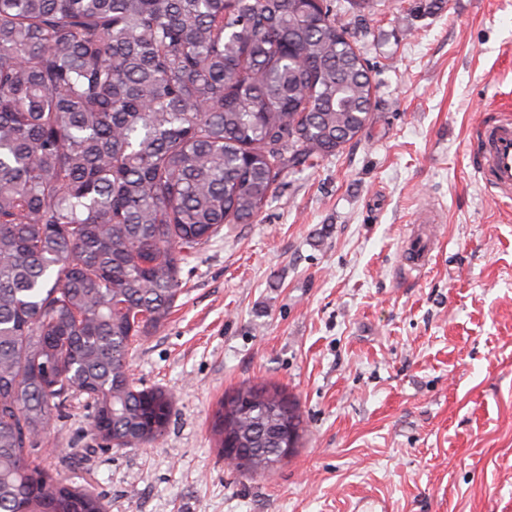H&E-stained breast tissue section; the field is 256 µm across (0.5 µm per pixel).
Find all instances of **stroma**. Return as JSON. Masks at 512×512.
Instances as JSON below:
<instances>
[{"label": "stroma", "instance_id": "obj_1", "mask_svg": "<svg viewBox=\"0 0 512 512\" xmlns=\"http://www.w3.org/2000/svg\"><path fill=\"white\" fill-rule=\"evenodd\" d=\"M341 21L374 80L369 120L186 257L130 358L174 397L166 434L103 447L81 401L52 420L53 468L107 512H512V204L472 144L512 106V0H376ZM422 231L430 261L407 270ZM246 382L282 386L305 424L264 474L211 431Z\"/></svg>", "mask_w": 512, "mask_h": 512}]
</instances>
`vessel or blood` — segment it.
<instances>
[{"instance_id": "1", "label": "vessel or blood", "mask_w": 512, "mask_h": 512, "mask_svg": "<svg viewBox=\"0 0 512 512\" xmlns=\"http://www.w3.org/2000/svg\"><path fill=\"white\" fill-rule=\"evenodd\" d=\"M481 146L477 172L483 182L493 190L497 200L512 201V113L500 110L485 120L476 132ZM430 242L413 239L405 257L413 270L422 269L430 260Z\"/></svg>"}]
</instances>
